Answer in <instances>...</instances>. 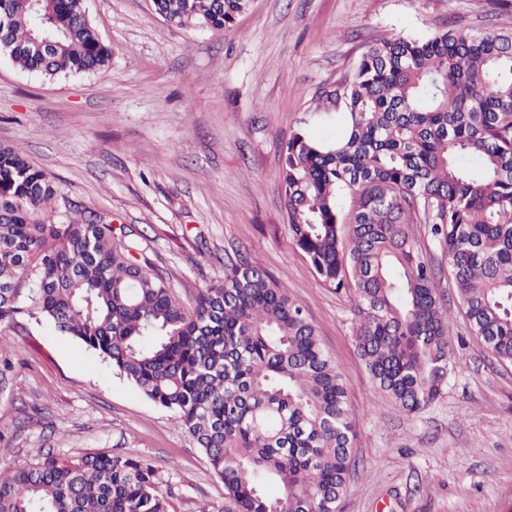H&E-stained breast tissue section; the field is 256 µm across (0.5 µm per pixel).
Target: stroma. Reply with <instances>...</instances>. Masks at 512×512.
Wrapping results in <instances>:
<instances>
[{
    "label": "stroma",
    "mask_w": 512,
    "mask_h": 512,
    "mask_svg": "<svg viewBox=\"0 0 512 512\" xmlns=\"http://www.w3.org/2000/svg\"><path fill=\"white\" fill-rule=\"evenodd\" d=\"M498 0H252L224 30L177 28L152 0H85L111 51L90 74L50 80L0 55V144L54 176L63 214H108L190 300L223 281L245 247L304 308L347 388L356 474L342 512H503L512 501V366L476 341L453 293L458 370L431 406L406 414L357 350L351 294L328 288L295 246L282 205L292 131L339 132L317 111L374 42L453 27L512 29ZM0 471L45 451L148 460L171 512L224 502V484L172 413L44 316L0 326Z\"/></svg>",
    "instance_id": "obj_1"
}]
</instances>
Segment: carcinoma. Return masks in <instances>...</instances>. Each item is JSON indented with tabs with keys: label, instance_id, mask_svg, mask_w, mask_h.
Here are the masks:
<instances>
[{
	"label": "carcinoma",
	"instance_id": "carcinoma-1",
	"mask_svg": "<svg viewBox=\"0 0 512 512\" xmlns=\"http://www.w3.org/2000/svg\"><path fill=\"white\" fill-rule=\"evenodd\" d=\"M153 3L170 25L222 30L249 0ZM0 54L49 77L110 59L85 0H0ZM320 99L343 106L342 129L334 140L289 135V232L326 286L354 294L366 368L415 414L457 371L444 275L472 334L512 365V30L381 40ZM57 198L53 176L0 145V324L47 317L169 409L224 482L218 512H336L355 472V425L301 305L234 248L224 281L188 307L112 217L45 220ZM0 512H169V497L145 460L48 451L0 473Z\"/></svg>",
	"mask_w": 512,
	"mask_h": 512
}]
</instances>
